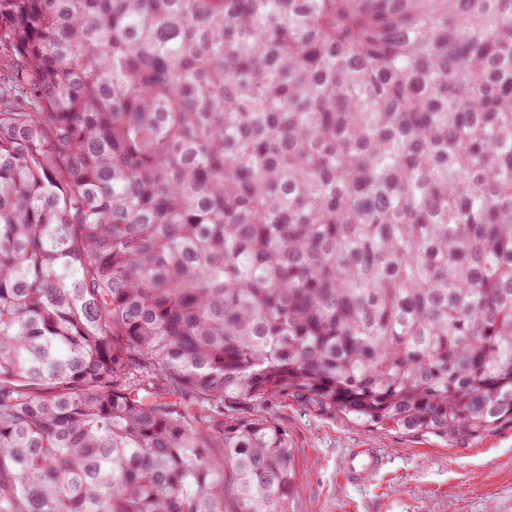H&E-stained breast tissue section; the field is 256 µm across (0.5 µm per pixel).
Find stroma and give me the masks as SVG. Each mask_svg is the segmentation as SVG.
<instances>
[{
    "mask_svg": "<svg viewBox=\"0 0 512 512\" xmlns=\"http://www.w3.org/2000/svg\"><path fill=\"white\" fill-rule=\"evenodd\" d=\"M270 413L295 448V512H512L511 427L451 445L294 402ZM353 448L383 450L387 467L364 484H348L340 465Z\"/></svg>",
    "mask_w": 512,
    "mask_h": 512,
    "instance_id": "stroma-1",
    "label": "stroma"
}]
</instances>
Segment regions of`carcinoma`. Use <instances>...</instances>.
Wrapping results in <instances>:
<instances>
[{
    "mask_svg": "<svg viewBox=\"0 0 512 512\" xmlns=\"http://www.w3.org/2000/svg\"><path fill=\"white\" fill-rule=\"evenodd\" d=\"M288 401L512 427V0H0V512H294Z\"/></svg>",
    "mask_w": 512,
    "mask_h": 512,
    "instance_id": "carcinoma-1",
    "label": "carcinoma"
}]
</instances>
